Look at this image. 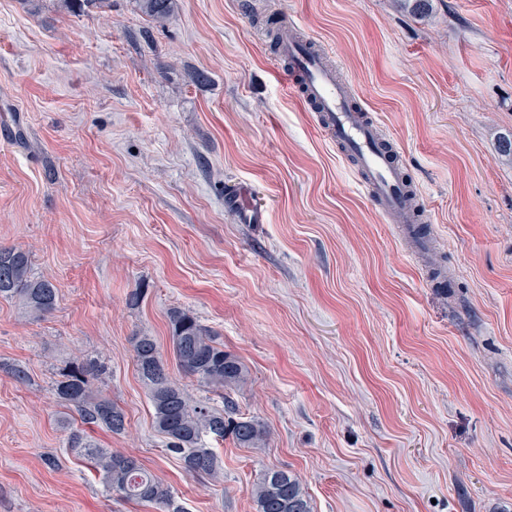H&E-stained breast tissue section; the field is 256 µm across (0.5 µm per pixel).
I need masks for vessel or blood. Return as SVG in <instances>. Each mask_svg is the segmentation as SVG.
Masks as SVG:
<instances>
[{
	"instance_id": "1",
	"label": "vessel or blood",
	"mask_w": 512,
	"mask_h": 512,
	"mask_svg": "<svg viewBox=\"0 0 512 512\" xmlns=\"http://www.w3.org/2000/svg\"><path fill=\"white\" fill-rule=\"evenodd\" d=\"M280 53L288 62L282 70L286 81L298 85L304 102L316 108L321 132L354 158L367 197L393 222L418 224L419 215L401 166L369 114L353 104L348 88L337 81L335 70L320 56L308 53L304 43L290 32L282 36ZM251 196V188L244 186L230 195L226 204L242 215L244 223H264L265 213L253 204Z\"/></svg>"
}]
</instances>
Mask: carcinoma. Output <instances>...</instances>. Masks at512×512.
<instances>
[{"label": "carcinoma", "instance_id": "cac0c4a2", "mask_svg": "<svg viewBox=\"0 0 512 512\" xmlns=\"http://www.w3.org/2000/svg\"><path fill=\"white\" fill-rule=\"evenodd\" d=\"M139 9L151 21L164 25L173 16L176 0H137ZM73 14L89 13L110 5V0H62ZM0 300L14 301L35 317L56 307L58 288L48 278L33 273L29 252L17 247H0ZM169 349L180 369L195 378L208 392L237 390L247 385L249 371L235 354L224 350L216 334L186 310L169 315ZM136 369L148 391L154 428L166 439V449L180 457L192 476H212L219 469L215 449L208 440L222 441L227 435L243 448H262L269 430L253 417H244L228 401L216 410L203 400L195 401L174 380L167 369L162 349L146 332L133 336ZM105 366L86 360L62 374L54 391L74 409L82 423L104 426L113 433L125 429L123 410L104 397L94 381ZM66 447L90 461L102 474L109 490L144 503L154 512H184L169 487L145 471L132 457L100 448L85 431L70 430ZM255 512H313L311 501L295 473L286 468L265 470L251 489Z\"/></svg>", "mask_w": 512, "mask_h": 512}]
</instances>
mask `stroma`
<instances>
[{"label": "stroma", "instance_id": "35a3bbf8", "mask_svg": "<svg viewBox=\"0 0 512 512\" xmlns=\"http://www.w3.org/2000/svg\"><path fill=\"white\" fill-rule=\"evenodd\" d=\"M284 19L390 138L426 263L284 84ZM508 137L512 0H432L423 18L401 0H177L163 27L135 0L80 16L0 0V246L28 249L59 293L38 319L0 300V512H152L66 448L77 415L52 384L87 358L127 422L92 440L185 512H255L250 488L276 467L314 512H512ZM239 183L264 223L225 208ZM174 308L244 362L232 398L270 432L217 443L213 477L167 451L136 370L134 334L168 348Z\"/></svg>", "mask_w": 512, "mask_h": 512}]
</instances>
